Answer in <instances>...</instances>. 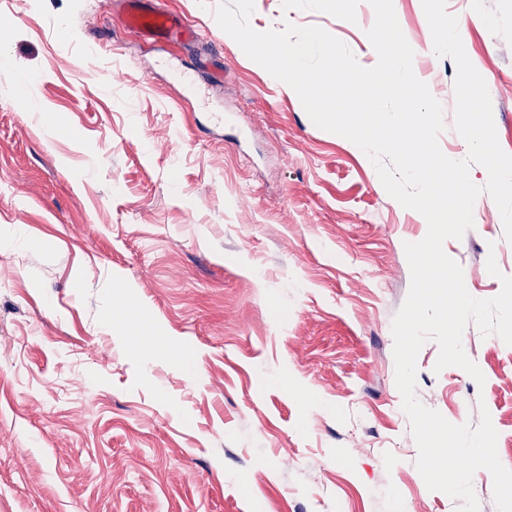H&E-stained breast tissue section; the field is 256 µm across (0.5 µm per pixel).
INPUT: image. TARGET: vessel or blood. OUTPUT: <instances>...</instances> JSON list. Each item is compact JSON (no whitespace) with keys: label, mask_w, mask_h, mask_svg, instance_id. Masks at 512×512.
<instances>
[{"label":"vessel or blood","mask_w":512,"mask_h":512,"mask_svg":"<svg viewBox=\"0 0 512 512\" xmlns=\"http://www.w3.org/2000/svg\"><path fill=\"white\" fill-rule=\"evenodd\" d=\"M123 22L126 30L135 36L152 39L162 34L175 41L187 42L196 38L194 25L171 12L146 7L144 0H121Z\"/></svg>","instance_id":"obj_1"}]
</instances>
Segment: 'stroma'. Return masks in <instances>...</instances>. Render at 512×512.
<instances>
[{"instance_id": "35a3bbf8", "label": "stroma", "mask_w": 512, "mask_h": 512, "mask_svg": "<svg viewBox=\"0 0 512 512\" xmlns=\"http://www.w3.org/2000/svg\"><path fill=\"white\" fill-rule=\"evenodd\" d=\"M155 2L195 46L126 33L117 0H0V512H456L416 467L395 382L422 215L224 34L218 0ZM393 6L440 148L464 159L456 65L418 54L422 0ZM446 10L512 154V0ZM374 21L368 0H254L249 17L320 27L365 68ZM483 202L444 250L491 299L512 242ZM136 316L165 346H130ZM462 345L484 384L435 371L430 340L416 397L457 425L488 410L512 460V346L472 324Z\"/></svg>"}]
</instances>
